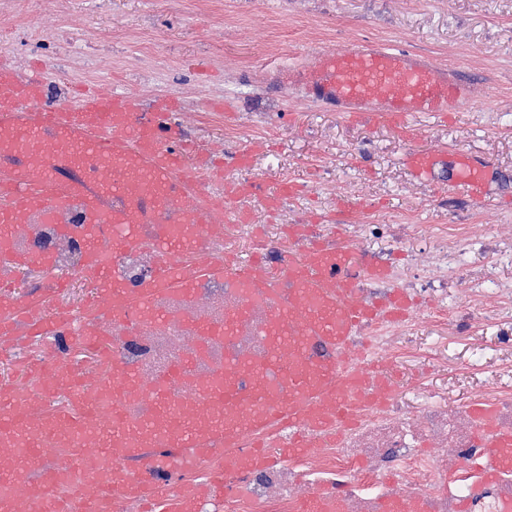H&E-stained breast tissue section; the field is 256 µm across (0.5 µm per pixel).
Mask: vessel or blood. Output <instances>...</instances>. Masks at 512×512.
Segmentation results:
<instances>
[{
	"label": "vessel or blood",
	"mask_w": 512,
	"mask_h": 512,
	"mask_svg": "<svg viewBox=\"0 0 512 512\" xmlns=\"http://www.w3.org/2000/svg\"><path fill=\"white\" fill-rule=\"evenodd\" d=\"M281 80L349 120L383 114L400 126L416 112L448 116L483 92L459 69L439 68L423 55L373 42L324 52L313 66L288 67ZM174 109L168 100L146 104L131 95L94 92L71 106L52 104L40 77L21 75L1 57L0 262L49 267V254L19 255L6 245L27 215L66 224L71 208H78L82 223L112 227L110 243L96 234L83 241L84 271L96 285L87 317L111 319L123 335L136 336L147 323L162 321L154 306L158 293L189 295L200 280L227 276L246 299L274 310L262 330L272 350L271 366L259 371L246 361H229L222 384L202 387L204 402H220V410L202 416L182 411L169 402L161 380L154 413L132 421L116 414L108 423L100 415L111 394L88 395V381L79 378L66 382L68 402L32 413L28 403L35 393L48 392V378L24 367V374H36V382L0 388V447L10 455L9 465L0 467V512H113L120 502L160 501L166 512H190L194 504L223 499L225 471L288 461L310 451L313 433L355 421L370 401L373 381L342 369L335 351L346 349L362 325L395 321L411 310L402 295L382 304L366 301L360 277L385 278V268L362 263L352 250L318 242L289 261L285 292L278 272L262 269L257 259L204 261L191 268L179 264L178 256L200 251L194 226L185 223L183 202L197 193L196 171L209 159L202 146H190L168 131L166 118ZM49 145L70 156L73 177L63 176L49 160ZM405 164L415 178L430 181L437 156L419 149L407 154ZM453 183L470 198L483 197L485 169L457 152ZM146 207L166 216L168 225L153 245L156 264L149 281L133 293L111 256L141 246L138 226ZM0 307L12 313L11 320L0 321L1 341L11 340L19 323L41 340L77 328L76 318L55 304L19 305L5 287ZM98 348L123 386L136 390L135 371L113 359L110 341L100 340ZM275 431L287 436L278 458L236 449L245 434ZM145 448L154 454L138 472L113 469V460L139 457ZM225 448L235 451L225 471L193 484L181 481V474L203 467ZM51 451L68 453L70 464H50ZM480 466L489 479L512 466V430H488Z\"/></svg>",
	"instance_id": "b4317fda"
}]
</instances>
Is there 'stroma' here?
I'll list each match as a JSON object with an SVG mask.
<instances>
[{
	"mask_svg": "<svg viewBox=\"0 0 512 512\" xmlns=\"http://www.w3.org/2000/svg\"><path fill=\"white\" fill-rule=\"evenodd\" d=\"M0 21L13 29L5 50L15 66L25 74L43 64L54 102L83 88L145 99L162 93L180 102L184 127L215 153L224 129H261L259 156L278 172L250 193L242 217L254 228L278 223L267 199L286 181L301 224L346 215L359 224L481 221L512 240V0H253L244 13L235 0H0ZM366 40L459 67L484 95L444 120L414 116L405 138L386 122L349 121L272 80L283 67ZM214 102L223 105L215 121L201 122ZM413 149L439 157L437 184L406 169ZM459 150L493 175L480 200L449 183ZM435 332L448 348L447 370L433 372L411 355L392 369L399 386L447 388L453 405L512 368V340L497 329H411Z\"/></svg>",
	"mask_w": 512,
	"mask_h": 512,
	"instance_id": "35a3bbf8",
	"label": "stroma"
}]
</instances>
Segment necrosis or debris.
I'll return each mask as SVG.
<instances>
[{"instance_id": "4bbe7bcc", "label": "necrosis or debris", "mask_w": 512, "mask_h": 512, "mask_svg": "<svg viewBox=\"0 0 512 512\" xmlns=\"http://www.w3.org/2000/svg\"><path fill=\"white\" fill-rule=\"evenodd\" d=\"M273 166L261 169L234 167L224 173L223 182L201 179L200 189L186 201L194 208H220L224 205V186L241 187L238 202H245L244 187L273 176ZM204 250L213 257H223L230 238L248 240L255 252L268 263L285 270L289 253H301L304 237L287 241L278 226H270L262 235L250 234L243 224H205L201 227ZM456 243L440 242L435 250L437 277L406 273L400 259L408 255L411 243L428 236L421 224H354L319 225L316 237L342 247L354 242L361 258L383 264L384 281H366L365 294L379 298L400 291L420 297L409 320L384 326L364 328L349 350L348 369L370 374L414 351L424 362L444 367L447 357L438 339L426 337L416 341L408 331L414 324H437L439 318L454 314L461 332H469L474 318L512 330V310L489 307L474 314L470 305L474 296L486 286H496L498 294L512 292V285L498 282L495 268L512 265V242L498 239L490 224H459L455 227ZM491 252L492 263L471 270L466 255L474 245ZM17 252H46L53 256L52 269L43 271L25 293L26 298L52 294L57 271L71 275L84 273L81 225L71 234H60L55 225L23 223L17 227L12 243ZM156 304L167 313L166 321L150 326L142 334L126 337L105 329L113 353L138 375L137 393H122L112 401L111 411L137 418L152 408L154 386L159 380L168 383L170 400L183 409L198 407L197 385L221 373L227 360L238 357L256 366L265 365L270 349L258 334L271 317L270 306L256 302L245 307L243 319L233 334L224 332L226 311L243 305V295L232 279L202 281L192 295L165 293ZM211 330L199 339L198 327ZM185 366L177 375V366ZM477 401L491 412L483 420L463 402L449 405L440 392L423 384L410 388L391 387L383 403L368 408L357 425L341 433L318 432L312 437L311 452L285 464L248 473L246 494L224 499V512H303L304 504L322 495L330 503L329 512H379L383 502L412 499L414 512H503L512 504V468L501 470L494 480L473 467V459L483 452L479 440L486 424L512 429V384L497 381L476 393Z\"/></svg>"}]
</instances>
